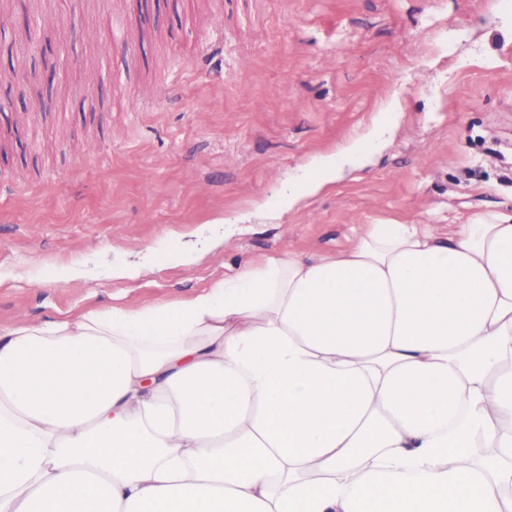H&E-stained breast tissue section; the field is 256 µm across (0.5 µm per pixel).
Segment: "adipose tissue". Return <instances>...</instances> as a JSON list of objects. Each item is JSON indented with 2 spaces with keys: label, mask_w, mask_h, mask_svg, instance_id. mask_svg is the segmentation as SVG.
Wrapping results in <instances>:
<instances>
[{
  "label": "adipose tissue",
  "mask_w": 512,
  "mask_h": 512,
  "mask_svg": "<svg viewBox=\"0 0 512 512\" xmlns=\"http://www.w3.org/2000/svg\"><path fill=\"white\" fill-rule=\"evenodd\" d=\"M0 512H512V219L0 325Z\"/></svg>",
  "instance_id": "obj_1"
}]
</instances>
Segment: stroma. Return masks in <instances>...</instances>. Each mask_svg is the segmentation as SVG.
<instances>
[{
    "instance_id": "35a3bbf8",
    "label": "stroma",
    "mask_w": 512,
    "mask_h": 512,
    "mask_svg": "<svg viewBox=\"0 0 512 512\" xmlns=\"http://www.w3.org/2000/svg\"><path fill=\"white\" fill-rule=\"evenodd\" d=\"M10 70L1 325L186 296L274 252L340 251L366 224L512 215V0H0ZM350 146L368 162L280 209ZM245 213L199 263L106 285L103 261Z\"/></svg>"
}]
</instances>
